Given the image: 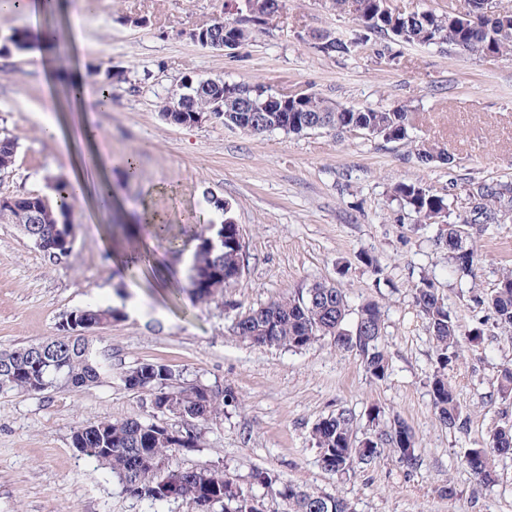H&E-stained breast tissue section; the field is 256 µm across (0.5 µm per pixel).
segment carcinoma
<instances>
[{
    "mask_svg": "<svg viewBox=\"0 0 512 512\" xmlns=\"http://www.w3.org/2000/svg\"><path fill=\"white\" fill-rule=\"evenodd\" d=\"M481 0H468V11L460 12L454 0H448V10L403 12L390 0H361L364 12L353 16L362 34L354 41H346L327 30L315 32L316 49L327 56L345 57L356 47L366 45L369 36H390L406 45L430 46L442 40L457 50L484 55L512 54V13L487 11ZM238 14L248 16L238 20L241 27H233L232 19L218 16L211 22L194 28L189 39L202 48L217 49L224 38L236 37L244 44L252 25L272 26L277 17L271 15L265 0H237ZM31 48L29 30L15 29L0 40V55L24 53ZM100 76L101 99H110L112 87L129 82L126 72L112 67ZM277 94L261 84L245 82L226 84L222 79L195 80L184 78L181 93L162 106L159 115L175 125H193L196 114L210 113L224 121V125L242 128L258 135V125L266 123L274 131L300 135L312 130L328 129L338 133L356 130L400 141L409 137L412 129L409 110L403 106L390 108H355L324 98L318 93L304 91L289 105H277L273 112L260 108L268 98ZM19 152L16 139L0 137V171L15 164ZM419 162L429 165H451L454 156L437 147L418 149ZM71 182L64 175H47L41 191L13 196L14 203L0 209V223L18 224L22 233L48 258L57 260L66 256L73 244V201ZM391 194L401 205L418 214L426 223L443 224L439 239L463 238L461 245L448 249V259L455 271L469 275L474 271L477 253L470 240L469 230H488L499 218L512 209V182L487 184L472 183L469 188L470 206L463 214L450 218L451 210L445 196L417 182H398ZM211 211L222 216L220 223L204 225L190 241L189 264L183 270L186 279L207 280L208 288L188 289L196 302L214 300L234 279H227L224 270L243 264L242 248L225 239L224 244L212 248L208 239H218L223 226L233 223L231 207L223 198L209 193L206 196ZM416 306L426 320L436 342V366L431 381L433 407L439 419L448 427H462V409L455 388L448 381L446 370L457 359V347L462 336L455 319L448 311L434 282L423 276L413 285ZM496 316L497 325L512 329V271L501 275L486 297ZM77 318L102 328L123 316V311L112 305H87L74 310ZM350 306L345 292L331 284L315 282L295 294L250 308L235 317L234 328L242 338L259 347H287L302 349L321 337L333 339L336 347L357 353L365 372L376 381L389 375V362L381 348V310L377 303L366 301L349 319ZM112 374V365L106 362L89 343L75 338L56 336L29 346L0 351V393H45L61 388L67 381L76 387L90 386ZM179 378L169 365L145 362L127 371L122 377L131 389L146 388L152 392L153 410L161 414H179L195 421H208L236 406L237 395L232 388L223 394L206 393L202 384L174 385ZM41 387L34 386V382ZM354 415L341 411L326 417L313 428L315 445L319 450L322 468L332 474L346 475L357 464H369L388 450L401 463L413 470L421 465L413 430L402 420H395L381 431L367 438L371 447L366 452L357 448L363 441H354L351 423ZM91 435L84 439L91 458L114 474L127 494L138 499L160 501L189 498L200 512H212L216 504L224 512H252L251 500L234 481L224 477L216 466L202 464L191 469L171 468L165 465L168 456L179 451L154 425L137 418H110L88 424ZM512 453V425L495 428L489 444L470 449L460 465L481 483L496 481L494 458ZM250 484L261 487L266 495L288 501L291 512H353L345 498L308 491L290 482H284L271 472L256 469L250 474Z\"/></svg>",
    "mask_w": 512,
    "mask_h": 512,
    "instance_id": "carcinoma-1",
    "label": "carcinoma"
}]
</instances>
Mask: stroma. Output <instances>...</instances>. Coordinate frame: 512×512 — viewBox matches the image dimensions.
Wrapping results in <instances>:
<instances>
[{
	"label": "stroma",
	"mask_w": 512,
	"mask_h": 512,
	"mask_svg": "<svg viewBox=\"0 0 512 512\" xmlns=\"http://www.w3.org/2000/svg\"><path fill=\"white\" fill-rule=\"evenodd\" d=\"M223 11L224 0H72L68 13L40 21L67 46L70 70L85 77V106L100 98L96 69L127 70L140 85L135 92L128 84L113 88L111 106L89 115L95 148L111 161L107 177L125 209L124 224L155 211L173 235L185 237L213 220L211 192L231 203L246 260L214 301L194 304L186 294L157 288L150 267L114 266L106 247L114 219L92 197L74 201L72 250L57 262L16 225L0 223V349L59 335L62 316L89 304L124 312L89 336L111 363V377L48 394H0V512H197L187 499L131 497L108 468L72 445L74 430L105 418L182 426L179 416L153 412L150 392L122 383L121 374L143 362L169 365L187 383L234 389L236 406L196 422L201 447L176 452L169 463L223 467L263 512L289 506L250 485L256 468L344 497L355 512H512V456L496 460L489 485L459 464L496 426L512 422V395L497 388L500 367L512 363V333L475 302L512 269V211L492 232L473 234L478 262L461 279L437 240V225L419 224L391 196L395 183L416 181L462 212L470 183L512 181V56L375 36L350 56L328 57L314 48L313 32L330 29L348 40L359 34L329 0H285L276 27L252 31L230 53L188 39L190 29ZM130 16L149 24H127ZM187 75L313 91L355 107L404 106L415 127L409 139L388 141L324 130L254 136L217 120L167 124L159 107ZM64 120L70 139H50L46 124ZM1 135L16 138L20 149L14 166L0 173V196L41 190L49 173H72L78 115L31 53L0 57ZM425 142L447 147L454 164L422 165L416 150ZM130 155L139 162L132 182L123 174ZM365 255L378 259V269L362 263ZM423 275L435 280L461 332H480L477 341H462L448 371L468 417L461 430L445 426L432 406L436 345L412 294ZM315 282L343 288L351 308L368 300L380 305L390 363L385 381L371 380L359 356L327 337L294 351L257 347L234 332L236 313ZM374 404L385 420L413 429L421 467L408 470L387 452L350 476L324 471L315 424L349 410L354 437L364 439L375 429Z\"/></svg>",
	"instance_id": "obj_1"
}]
</instances>
